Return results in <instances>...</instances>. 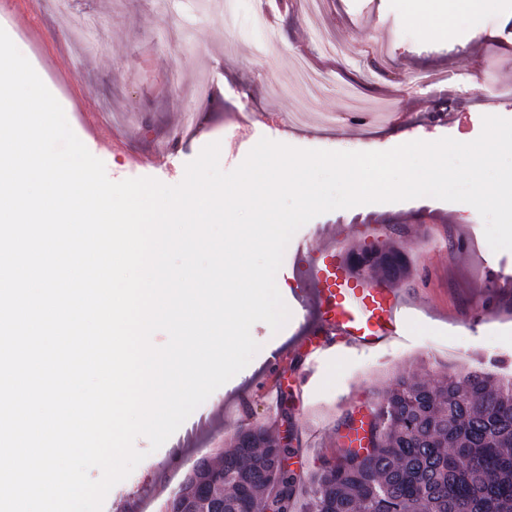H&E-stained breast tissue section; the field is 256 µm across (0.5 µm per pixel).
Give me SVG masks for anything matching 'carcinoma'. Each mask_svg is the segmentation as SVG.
<instances>
[{
  "label": "carcinoma",
  "mask_w": 512,
  "mask_h": 512,
  "mask_svg": "<svg viewBox=\"0 0 512 512\" xmlns=\"http://www.w3.org/2000/svg\"><path fill=\"white\" fill-rule=\"evenodd\" d=\"M387 281L407 274L390 248L366 262ZM346 447L307 477L261 424L240 428L209 459L224 512H512V378L479 367L431 380L401 368Z\"/></svg>",
  "instance_id": "carcinoma-1"
}]
</instances>
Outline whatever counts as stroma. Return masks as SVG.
<instances>
[{"instance_id":"35a3bbf8","label":"stroma","mask_w":512,"mask_h":512,"mask_svg":"<svg viewBox=\"0 0 512 512\" xmlns=\"http://www.w3.org/2000/svg\"><path fill=\"white\" fill-rule=\"evenodd\" d=\"M257 0H74L86 24L75 40L51 0H0V27L10 29L62 105L68 123L115 181L151 177L167 185L182 181L187 163L202 148L220 142V167L235 169L261 138L303 149L386 151L418 137L464 140L479 136L486 108L479 102L496 85H512V0L497 10L458 7L440 27L433 0H333L328 24L339 44V64L357 76L372 72L377 84L396 86L402 122L378 128L372 140L346 128L350 102L343 80L323 96L307 98L293 86L298 55L314 56V21L305 0L272 13L275 38L253 22ZM236 17L226 26L225 11ZM445 72L433 89L401 84L412 70ZM211 97L193 98L201 77ZM450 101L447 119L430 114ZM306 109L311 119L286 129L291 113ZM338 115L335 129L316 123L319 113ZM429 208L443 224L393 225L388 244L400 248L410 275L398 281L412 317L405 336L376 351H354L320 361L311 385L297 373L308 361L310 343H294L295 320L272 331L251 328L260 349L248 366L217 389L157 451L140 437L145 459L108 493L102 512H164L183 474L197 458L217 457L225 440L245 424L269 422L264 387L276 383L287 396L288 420L271 422L290 432L295 455L288 468L307 476L322 458L336 455L346 418L369 417L376 392L394 371L414 365L425 378L477 362L494 363L512 374V285L495 284L494 272L512 275V251L489 247L484 224L469 204L431 197L374 203L319 215L294 241H319L341 225L355 234L356 249L371 244L373 225L385 216L410 217ZM489 307L491 317L472 333L450 323L452 312ZM183 455L166 460L173 448Z\"/></svg>"}]
</instances>
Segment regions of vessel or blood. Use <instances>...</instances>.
Wrapping results in <instances>:
<instances>
[{
	"mask_svg": "<svg viewBox=\"0 0 512 512\" xmlns=\"http://www.w3.org/2000/svg\"><path fill=\"white\" fill-rule=\"evenodd\" d=\"M349 253V240L340 230L295 250L297 302L304 312L306 336L315 342L300 383H308L321 356L335 355L337 347L372 351L406 333L408 314L400 290L356 270Z\"/></svg>",
	"mask_w": 512,
	"mask_h": 512,
	"instance_id": "b4317fda",
	"label": "vessel or blood"
}]
</instances>
